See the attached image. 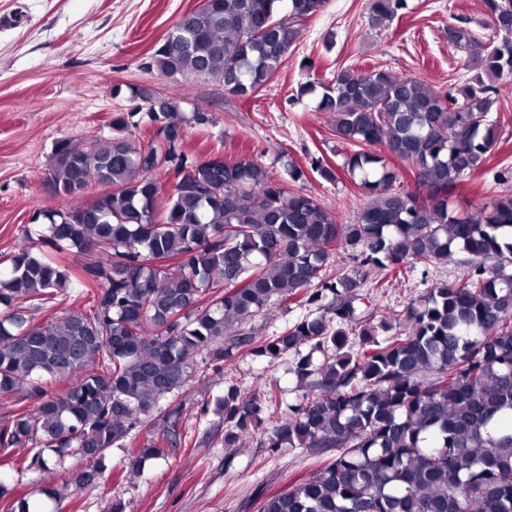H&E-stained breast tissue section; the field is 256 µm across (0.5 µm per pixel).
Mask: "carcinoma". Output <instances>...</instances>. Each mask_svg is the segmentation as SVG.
<instances>
[{"instance_id": "cac0c4a2", "label": "carcinoma", "mask_w": 512, "mask_h": 512, "mask_svg": "<svg viewBox=\"0 0 512 512\" xmlns=\"http://www.w3.org/2000/svg\"><path fill=\"white\" fill-rule=\"evenodd\" d=\"M483 3L494 39L448 26V43L475 71L455 90L376 68L347 67L320 84L317 110L333 115L341 143L361 146L343 162L368 197L351 224L304 192L306 171L294 163L278 176L253 156L187 154V127L210 118L198 106L185 117L180 95L137 88L112 113V136L59 141L49 174L67 208L27 231L33 245L0 257V396L38 400L0 418L3 458L45 482L82 486L154 415L150 437L127 448L136 473L185 443L182 405L168 398L198 360L218 371L245 350L271 366L293 356L301 397L286 405L274 381L250 394L227 382L214 408L224 447H246L276 415L261 447L335 451L312 476L264 497L259 512H512V194L474 213L451 202L496 146L492 95L512 86V0ZM323 4L209 0L179 18L145 67L252 98ZM406 7L371 0L372 22ZM143 125L158 127L146 150L136 137ZM388 156L413 173L416 191L400 186ZM93 181L111 190L84 203ZM71 250L93 257L88 310L31 321L23 303L53 304L73 285L58 260ZM460 252L467 274L435 283L402 321L355 317L362 269L397 276ZM327 297L323 313L279 333L247 328L276 304ZM71 458L94 467L75 470Z\"/></svg>"}]
</instances>
